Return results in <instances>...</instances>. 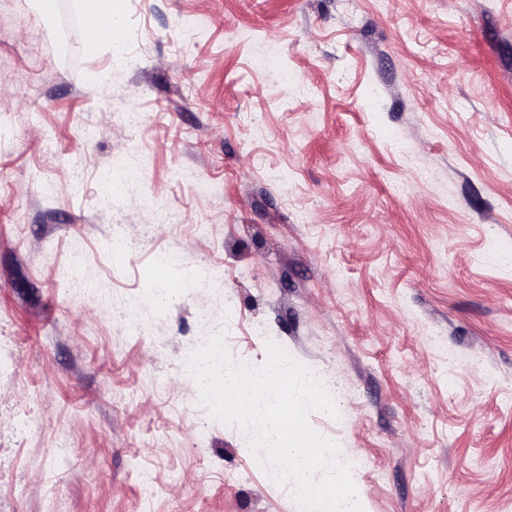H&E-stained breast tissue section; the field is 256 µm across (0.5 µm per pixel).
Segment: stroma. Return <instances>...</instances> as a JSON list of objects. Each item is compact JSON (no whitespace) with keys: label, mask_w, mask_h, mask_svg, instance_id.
<instances>
[{"label":"stroma","mask_w":512,"mask_h":512,"mask_svg":"<svg viewBox=\"0 0 512 512\" xmlns=\"http://www.w3.org/2000/svg\"><path fill=\"white\" fill-rule=\"evenodd\" d=\"M120 8L0 0V512H300L183 365L228 298L233 361L333 384L364 512H512V0ZM100 0H87L86 1V11H88V15L94 16L98 14L102 10ZM88 31L97 36L106 38L112 42V37L108 35H112V29L110 28V17L106 11L99 13L98 15L89 18L87 22H85Z\"/></svg>","instance_id":"1"}]
</instances>
